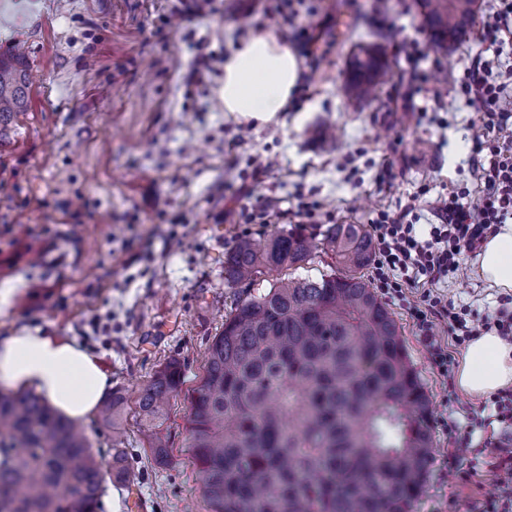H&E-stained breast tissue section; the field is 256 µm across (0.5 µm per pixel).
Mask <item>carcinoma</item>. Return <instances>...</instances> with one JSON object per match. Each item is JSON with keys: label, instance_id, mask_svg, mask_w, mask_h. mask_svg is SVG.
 <instances>
[{"label": "carcinoma", "instance_id": "1", "mask_svg": "<svg viewBox=\"0 0 512 512\" xmlns=\"http://www.w3.org/2000/svg\"><path fill=\"white\" fill-rule=\"evenodd\" d=\"M473 11L425 0L438 49L467 33ZM387 40L351 53L342 95L376 97L390 69ZM25 57L0 56V126L27 109ZM321 249L334 268L318 279L282 277ZM374 242L363 224H333L318 243L297 229L238 240L224 254V285L245 289L209 341L203 374L183 390L168 359L136 398L144 450L171 464L170 401L184 396L188 448L211 512H410L434 448L429 399L396 321L362 275ZM124 396L99 409L112 430L103 462L82 428L34 391L0 388V512H101L104 477L132 489L138 476L119 435Z\"/></svg>", "mask_w": 512, "mask_h": 512}]
</instances>
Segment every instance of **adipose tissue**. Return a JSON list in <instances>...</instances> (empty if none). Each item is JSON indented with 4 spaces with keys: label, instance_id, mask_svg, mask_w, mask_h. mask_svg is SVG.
<instances>
[{
    "label": "adipose tissue",
    "instance_id": "obj_1",
    "mask_svg": "<svg viewBox=\"0 0 512 512\" xmlns=\"http://www.w3.org/2000/svg\"><path fill=\"white\" fill-rule=\"evenodd\" d=\"M302 62L284 39L256 33L229 46L221 98L227 112L264 124L285 111L302 77ZM481 280L512 293V224L500 225L475 260ZM456 381L474 397L512 387V344L488 333L469 343ZM0 384L43 395L57 412L77 423L94 417L110 385L97 356L42 328H21L0 337Z\"/></svg>",
    "mask_w": 512,
    "mask_h": 512
}]
</instances>
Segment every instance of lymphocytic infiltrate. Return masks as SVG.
Wrapping results in <instances>:
<instances>
[{
    "instance_id": "f902f5d3",
    "label": "lymphocytic infiltrate",
    "mask_w": 512,
    "mask_h": 512,
    "mask_svg": "<svg viewBox=\"0 0 512 512\" xmlns=\"http://www.w3.org/2000/svg\"><path fill=\"white\" fill-rule=\"evenodd\" d=\"M461 90L496 134L490 141L481 133L474 137L476 146L486 150L476 164L481 206L471 208L453 194L436 198L431 209L437 222L424 235L416 230L412 203L395 213L379 211L372 220V284L412 316L433 366L447 382L454 376L453 348L489 332L512 343V294L499 295L494 310L481 314L443 291L462 257L478 254L499 225L512 219V74L500 71L497 59L481 57L469 68ZM442 330L451 335L452 346L439 341ZM484 407L485 414L467 423L448 424V438L456 447L487 455V473L498 487L494 497L470 502L467 512H512V390L491 394Z\"/></svg>"
}]
</instances>
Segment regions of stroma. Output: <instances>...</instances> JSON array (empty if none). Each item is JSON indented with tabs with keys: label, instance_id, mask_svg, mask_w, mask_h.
I'll return each instance as SVG.
<instances>
[{
	"label": "stroma",
	"instance_id": "1",
	"mask_svg": "<svg viewBox=\"0 0 512 512\" xmlns=\"http://www.w3.org/2000/svg\"><path fill=\"white\" fill-rule=\"evenodd\" d=\"M0 0V54L23 47L31 70L26 111L0 132V336L39 327L101 359L126 396L122 441L142 480L137 507L109 487L104 512H211L187 448L183 400L171 403L175 462H149L134 416L139 388L170 357L186 384L236 295L224 285V254L240 237L290 228L289 213L315 201L301 227L322 237L333 224H367L378 211L417 199L421 223L436 197L479 206L471 129L483 115L460 90L490 0L473 31L436 51L417 0ZM372 17L396 33L392 82L352 108L341 93L355 41L350 23ZM308 29L314 48L300 34ZM266 31L285 38L305 73L286 111L265 125L234 118L220 98L229 44ZM207 54L202 80L189 76ZM438 102H431V94ZM449 297L483 309L495 296L465 261ZM391 311L429 394L434 460L412 512H446L495 492L477 473L447 479L452 451L442 419L464 420L483 400L442 381L413 322Z\"/></svg>",
	"mask_w": 512,
	"mask_h": 512
}]
</instances>
